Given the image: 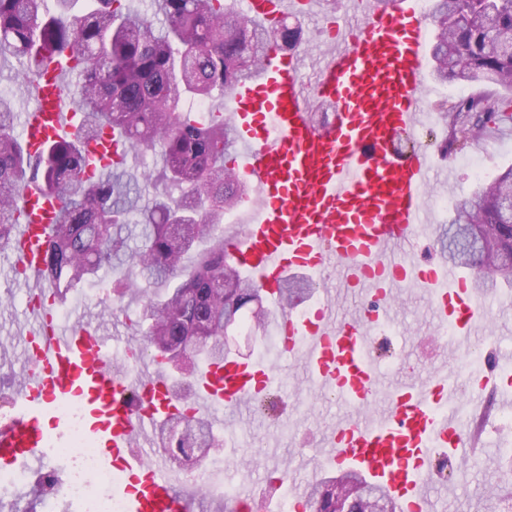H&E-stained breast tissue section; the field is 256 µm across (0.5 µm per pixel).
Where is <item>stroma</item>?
I'll list each match as a JSON object with an SVG mask.
<instances>
[{
  "instance_id": "stroma-1",
  "label": "stroma",
  "mask_w": 512,
  "mask_h": 512,
  "mask_svg": "<svg viewBox=\"0 0 512 512\" xmlns=\"http://www.w3.org/2000/svg\"><path fill=\"white\" fill-rule=\"evenodd\" d=\"M331 15L332 9L327 6L319 14L288 22L289 27L301 31L300 44L308 50V70H315L331 44L324 34ZM444 138L442 121H435L428 150L433 153L436 165L447 167L448 174L436 179L432 196L452 203L476 188L477 182L463 167L462 158L479 157L494 175L512 166V130L446 156L438 153ZM114 279L111 267L103 266L98 284L70 295L66 310L71 322L96 325L120 348L131 339L125 317L137 315L140 304L129 298L119 310L109 301L96 300V293L111 290ZM26 290L25 283L14 274L10 251L0 250V387L8 391L18 386L28 368L23 336L27 325ZM393 318L407 340L405 358L383 368L381 385L393 384L407 375L423 377L436 368L452 370L457 367L454 355L438 338L440 327L432 316L423 289H402ZM252 358L281 369L282 388L277 393L276 403L266 413H256L250 405L224 410L214 425L216 433L229 436L220 453L224 464V490L193 496L190 504L195 512H227V505L240 490L250 488L263 492L269 469L294 462L302 454L307 461L298 474L297 485L299 489H306L322 472L333 428L352 423L363 413L355 404L324 398L307 369L299 363L282 364L272 344H257ZM510 438L512 429L491 433L484 440L483 457L472 460L465 477L456 478L450 485L435 487L432 495L435 512H445L451 503L456 505L457 512H481L491 492L512 491V462L502 458L499 452L500 440Z\"/></svg>"
}]
</instances>
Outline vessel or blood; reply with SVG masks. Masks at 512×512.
Listing matches in <instances>:
<instances>
[{"label":"vessel or blood","instance_id":"vessel-or-blood-1","mask_svg":"<svg viewBox=\"0 0 512 512\" xmlns=\"http://www.w3.org/2000/svg\"><path fill=\"white\" fill-rule=\"evenodd\" d=\"M319 0H246L243 15L278 23L299 17L301 4ZM330 49L315 73L302 54L270 50L260 69L222 100L235 135L234 166L251 187L242 231L228 252L243 274L275 306L273 326L283 359H302L318 389L353 404H385L334 431L325 456L328 471L354 472L386 491L400 512H432L429 489L440 449L458 460L473 457L482 438L466 424L461 383L485 391L480 372L461 376L436 370L377 389L372 326L390 318L396 289L424 288L440 323L451 325L449 348L465 355L489 320L483 298L461 265L427 263L412 244L427 232L426 207L432 161L428 153L401 154L399 142L415 138L429 67L432 31L417 0H351ZM32 78L23 134L30 151L72 131L74 99L59 57ZM333 106L329 124L312 118L315 101ZM20 222L11 242L16 266L30 288L26 334L29 369L0 415V463L11 466L46 452L44 423L63 422L59 407H78L86 433L108 442L128 472L144 479L129 492V512H184L175 491L181 477L163 460L146 462L149 431L175 411L162 357L140 359L137 368L112 367V344L94 327L60 315L66 300L48 294L39 279L44 243L57 205L39 184L19 192ZM338 271L344 292L379 302L372 314L337 318L334 302L316 301L304 315L281 306V290L293 272L326 278ZM281 372L227 357L201 368L192 401L217 416L224 408L256 402L282 382Z\"/></svg>","mask_w":512,"mask_h":512}]
</instances>
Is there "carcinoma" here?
<instances>
[{"label": "carcinoma", "instance_id": "cac0c4a2", "mask_svg": "<svg viewBox=\"0 0 512 512\" xmlns=\"http://www.w3.org/2000/svg\"><path fill=\"white\" fill-rule=\"evenodd\" d=\"M0 0V54L23 64L28 80L46 51H70L80 122L74 133L27 150L15 133L13 101L0 96V248L10 244L19 223L17 188L37 179L58 204V219L46 244L42 278L63 294L93 283L107 263L117 271L112 302L126 293L142 298L139 319L129 325L142 337V350L164 358L172 347L202 342V362L221 363L224 326L236 323L260 290L228 259L224 213L239 207L248 186L227 167L229 129L221 112L200 121L182 111V99H210L229 91L257 70L277 46H295L296 31L280 25L245 22L227 0H152V17L122 12V0ZM434 80L488 83L493 94H473L440 112L446 127L443 149L493 137L512 123V54L501 46L512 36V0H430ZM136 151L151 152L161 164L164 189L147 206L139 204L138 181L112 166L89 172L86 141L111 134ZM179 190L173 197L168 189ZM512 197V167L455 201L452 223L511 224L504 202ZM512 246V234L488 231L487 271L492 289L512 287V269L493 261L497 248ZM312 293L304 281L282 288L292 305ZM270 310L250 317V335L267 337ZM210 424L184 408L167 419L161 438H170V463L181 468L202 443L215 447ZM362 489L359 500L383 492L359 477L342 473L317 477L306 494L312 512H335L336 481Z\"/></svg>", "mask_w": 512, "mask_h": 512}]
</instances>
